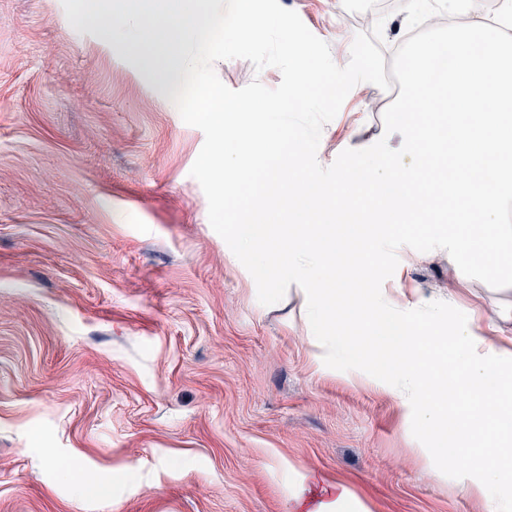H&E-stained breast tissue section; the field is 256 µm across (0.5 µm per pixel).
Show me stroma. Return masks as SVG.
<instances>
[{
    "label": "stroma",
    "instance_id": "stroma-1",
    "mask_svg": "<svg viewBox=\"0 0 512 512\" xmlns=\"http://www.w3.org/2000/svg\"><path fill=\"white\" fill-rule=\"evenodd\" d=\"M280 3L335 57L360 32L383 51L408 37L398 7L381 28L354 21L370 0ZM214 69L234 90L281 82ZM393 100L357 84L319 164L381 138ZM204 140L62 0H0V512H298L320 473L373 512H486L424 462L386 383L325 366L299 285L259 302L190 174ZM397 256L384 292L512 330V287L451 286L442 249Z\"/></svg>",
    "mask_w": 512,
    "mask_h": 512
}]
</instances>
